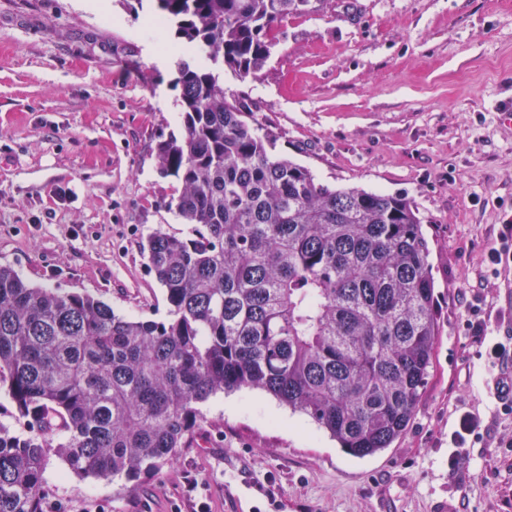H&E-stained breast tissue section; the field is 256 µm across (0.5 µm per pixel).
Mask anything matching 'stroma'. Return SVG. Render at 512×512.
I'll list each match as a JSON object with an SVG mask.
<instances>
[{
	"label": "stroma",
	"instance_id": "stroma-1",
	"mask_svg": "<svg viewBox=\"0 0 512 512\" xmlns=\"http://www.w3.org/2000/svg\"><path fill=\"white\" fill-rule=\"evenodd\" d=\"M0 0V265L115 313L170 317L140 245L182 238L158 147L179 133L176 55L139 0ZM274 32L246 92L279 155L340 189L410 199L430 240L440 336L408 431L354 458L305 415L243 389L201 404L192 447L132 485L46 465V512H512V0H314ZM479 306L469 315L468 303ZM482 327L474 342L468 318ZM197 489L187 493L186 480Z\"/></svg>",
	"mask_w": 512,
	"mask_h": 512
}]
</instances>
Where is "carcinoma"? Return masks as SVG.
I'll return each mask as SVG.
<instances>
[{
    "label": "carcinoma",
    "instance_id": "cac0c4a2",
    "mask_svg": "<svg viewBox=\"0 0 512 512\" xmlns=\"http://www.w3.org/2000/svg\"><path fill=\"white\" fill-rule=\"evenodd\" d=\"M181 39L173 84L183 132L158 148L179 183L143 253L166 322L117 315L0 266V386L25 433L0 426V512H44L47 460L139 481L190 447L199 404L258 390L308 416L355 457L412 423L440 324L430 241L405 197L331 189L277 155L275 138L224 91L244 82L273 31L311 0H154Z\"/></svg>",
    "mask_w": 512,
    "mask_h": 512
}]
</instances>
